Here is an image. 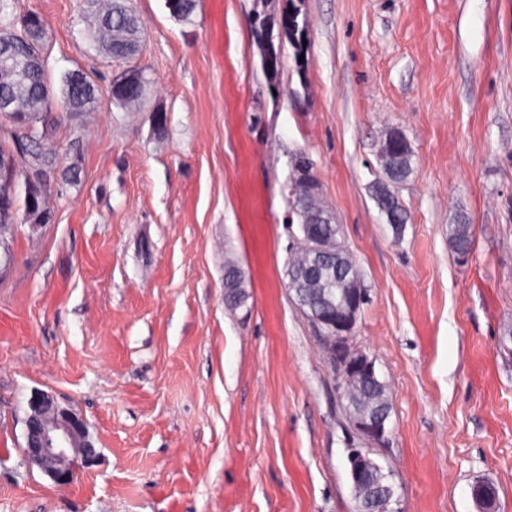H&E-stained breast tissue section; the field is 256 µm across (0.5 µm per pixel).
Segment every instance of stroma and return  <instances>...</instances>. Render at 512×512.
<instances>
[{
    "instance_id": "35a3bbf8",
    "label": "stroma",
    "mask_w": 512,
    "mask_h": 512,
    "mask_svg": "<svg viewBox=\"0 0 512 512\" xmlns=\"http://www.w3.org/2000/svg\"><path fill=\"white\" fill-rule=\"evenodd\" d=\"M288 1L200 0L182 24L135 0L145 42L126 62L99 47L90 0H8L47 23L53 80L81 70L99 93L53 134L79 182L55 189L41 234L19 225L0 279V512H354L351 447L390 471L397 512H477L478 479L512 512V0H292L308 49L299 66L283 43L274 87L253 20ZM132 67L150 80L138 112L109 94ZM395 128L414 154L398 235L371 195ZM301 151L368 290L351 343L390 390L378 445L284 287ZM228 255L248 282L236 311ZM37 391L100 452L65 487L24 460ZM473 229L465 214L460 213L448 226V245L458 259L471 252L473 246ZM356 431L370 443L379 444L384 441L387 433L386 418L368 422L364 418L353 416L347 412Z\"/></svg>"
}]
</instances>
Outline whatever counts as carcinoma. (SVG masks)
<instances>
[{
    "label": "carcinoma",
    "mask_w": 512,
    "mask_h": 512,
    "mask_svg": "<svg viewBox=\"0 0 512 512\" xmlns=\"http://www.w3.org/2000/svg\"><path fill=\"white\" fill-rule=\"evenodd\" d=\"M171 16L188 23L197 7V0H166ZM145 23L133 8L131 0H102L98 12L97 41L106 54L115 59H128L141 50ZM262 70L267 80L279 84L281 72V45L275 43L274 30L267 18L258 17L253 23ZM5 45H0V100H13L18 112L1 111L0 154L18 152L30 157V164L21 167L18 184L33 182L32 198L22 194L0 201V247L10 246L17 224L30 228H43L53 218L52 189L60 183L78 181L81 168L78 160L63 165L62 158L52 144L56 119L52 116V103H57L72 119H80L95 108L97 88L87 74L67 72L61 76V93L53 99V88L48 67L29 64L33 56L46 57L49 33L40 16L24 24L10 20L4 27ZM150 84L141 69H129L117 75L110 87L112 102L121 108L139 107L146 101ZM413 151L407 139L399 132L390 133L379 153L383 183H374L372 195L380 212L386 217L394 233L405 228L408 215L395 193V187L406 182L413 174ZM287 203L291 216L299 224H307L314 217H329L331 221L319 225L329 240L338 242L343 235L342 225L320 194V185L314 167L299 168L287 184ZM448 245L457 257L471 252L473 229L464 214L456 216L448 225ZM310 253L302 245H291L288 267L298 271L299 278L307 275ZM359 276L356 262L347 251L330 258L319 271L317 281L302 290L304 303L316 312L336 315L344 304L343 284ZM343 398L359 401L370 411L391 413L388 388L370 380L354 379L340 386Z\"/></svg>",
    "instance_id": "1"
}]
</instances>
